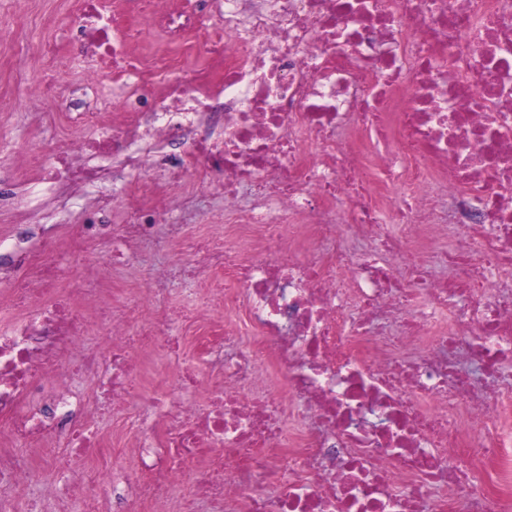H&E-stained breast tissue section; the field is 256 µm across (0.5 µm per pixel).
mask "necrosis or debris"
I'll use <instances>...</instances> for the list:
<instances>
[{
  "mask_svg": "<svg viewBox=\"0 0 512 512\" xmlns=\"http://www.w3.org/2000/svg\"><path fill=\"white\" fill-rule=\"evenodd\" d=\"M98 2L77 24L123 109L59 98L94 134L37 180L111 181L135 217L43 239L0 290V483L76 455L57 512H512V0H115L103 27ZM148 29L165 48L131 52ZM173 144L172 208L142 187ZM208 189L224 226L187 231ZM161 224L204 307L64 262L108 232L134 265ZM159 347L177 384L149 391ZM103 384L93 376L88 374L74 375L68 382V388L72 392L85 400L90 399L91 404L94 401L96 392L101 391Z\"/></svg>",
  "mask_w": 512,
  "mask_h": 512,
  "instance_id": "1",
  "label": "necrosis or debris"
}]
</instances>
